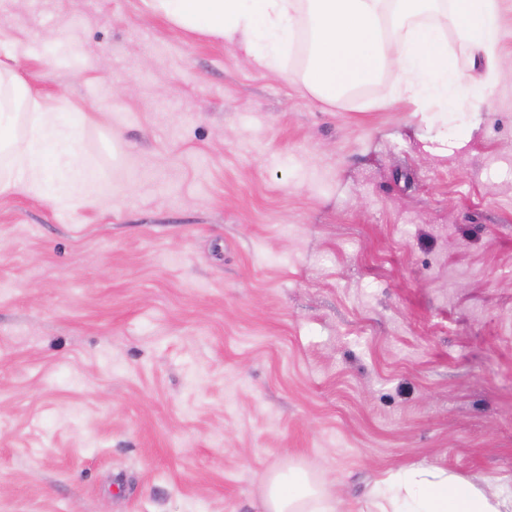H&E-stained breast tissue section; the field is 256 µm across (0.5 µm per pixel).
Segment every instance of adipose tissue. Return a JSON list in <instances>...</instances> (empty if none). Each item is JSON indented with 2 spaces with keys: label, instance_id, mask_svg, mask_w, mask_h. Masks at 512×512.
I'll list each match as a JSON object with an SVG mask.
<instances>
[{
  "label": "adipose tissue",
  "instance_id": "1",
  "mask_svg": "<svg viewBox=\"0 0 512 512\" xmlns=\"http://www.w3.org/2000/svg\"><path fill=\"white\" fill-rule=\"evenodd\" d=\"M507 0H452L451 14L461 49L473 67L494 76ZM153 13L203 36L237 44L244 63L276 74L302 29L311 31L305 68L307 88L333 100L387 76L395 98L426 111L436 98L459 95L460 76L448 64L439 30L421 23L441 0H144ZM0 91L12 103L28 101L30 121L22 146L14 129L0 122V148L12 154L0 176V193L21 191L68 207L89 190L72 175L65 189L48 192L46 161L56 153L77 155L76 127H65L52 108L26 98L13 75L0 73ZM262 512H339L340 501L320 476L293 465H277L260 491ZM360 512H512V499L487 492L447 469L410 466L388 471L371 487Z\"/></svg>",
  "mask_w": 512,
  "mask_h": 512
}]
</instances>
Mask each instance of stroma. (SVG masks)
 <instances>
[{
	"mask_svg": "<svg viewBox=\"0 0 512 512\" xmlns=\"http://www.w3.org/2000/svg\"><path fill=\"white\" fill-rule=\"evenodd\" d=\"M460 108L326 101L143 0H0L77 125L73 208L0 193V512H258L276 464L512 499V11Z\"/></svg>",
	"mask_w": 512,
	"mask_h": 512,
	"instance_id": "1",
	"label": "stroma"
}]
</instances>
